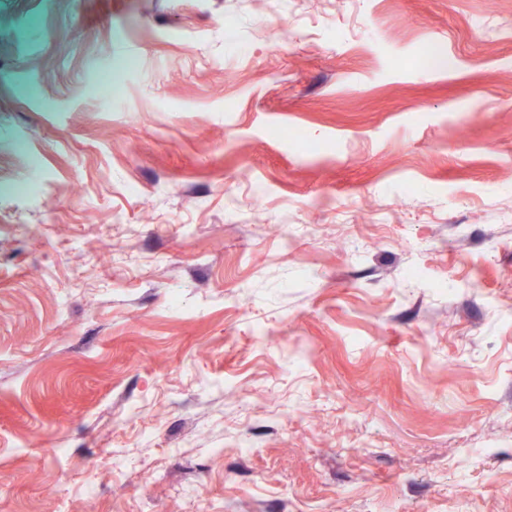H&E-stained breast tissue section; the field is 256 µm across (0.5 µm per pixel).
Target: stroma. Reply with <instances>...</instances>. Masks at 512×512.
I'll return each instance as SVG.
<instances>
[{
	"mask_svg": "<svg viewBox=\"0 0 512 512\" xmlns=\"http://www.w3.org/2000/svg\"><path fill=\"white\" fill-rule=\"evenodd\" d=\"M0 512H512V0H0Z\"/></svg>",
	"mask_w": 512,
	"mask_h": 512,
	"instance_id": "obj_1",
	"label": "stroma"
}]
</instances>
